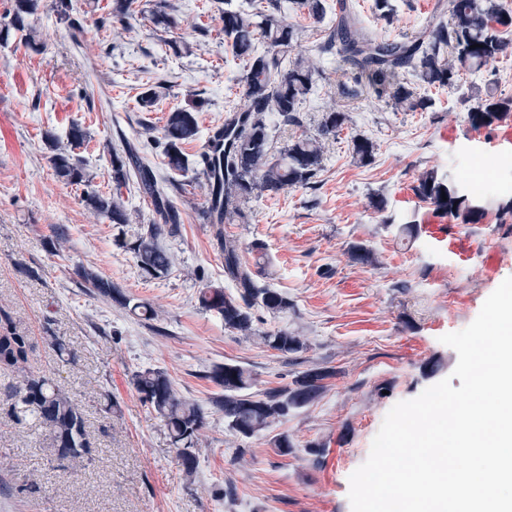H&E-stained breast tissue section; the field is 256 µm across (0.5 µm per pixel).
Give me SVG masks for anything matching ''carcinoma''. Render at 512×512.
<instances>
[{
    "mask_svg": "<svg viewBox=\"0 0 512 512\" xmlns=\"http://www.w3.org/2000/svg\"><path fill=\"white\" fill-rule=\"evenodd\" d=\"M297 12L320 21L325 15L322 0H292ZM69 18L66 0H14L15 27L47 8ZM438 16L426 27L402 41L379 38L360 25L348 0H339L336 25L327 40L316 47L318 54L337 51L367 80V87L388 103L406 111L425 109L429 101L417 96L413 84L434 87L453 85L464 72H477L505 53L512 43L504 32L512 29V14L499 0H441ZM295 30L265 9L224 10V42L244 63L243 103L230 106L224 124L216 128L195 162L189 160L183 145L199 133L193 108L168 113L162 128L164 156L168 169L184 174L201 167L207 186L206 218L211 224H230L243 216L242 205L262 192L278 193L293 186H306L321 168L320 139L334 137L348 121L339 110L323 113L320 138L302 137L291 141L275 155L270 151L267 117L276 115L283 125L300 124L303 101L313 91L316 68L299 58L283 66L292 48ZM415 79H399L400 73ZM512 111V103L487 94L468 112L475 128L489 127ZM50 143V163L57 178L69 183L86 181V174L72 152ZM354 157L365 164L371 161L373 145L366 139L352 141ZM135 177L141 192L149 197L160 223L150 224L144 233L126 244L136 266L145 278H156L169 271L172 257L159 244L166 227L177 223V211L170 197L159 187L154 171L144 165L138 151L126 145L123 153H112V182L116 188ZM416 194L431 201L440 213L453 220H467L477 206L471 196L458 189L450 179L435 170L424 173L415 187ZM86 204L114 224L129 222L119 198L93 192ZM224 255V277L236 294L221 287L208 288L199 296L200 305L214 310L224 319V327L246 336L252 334V309L260 307L273 314L288 312L292 303L284 294L259 281L243 260L237 241L217 235ZM82 276L100 294L113 298L121 295L112 282L93 276L81 268ZM266 346L288 356L303 349L301 337L286 328L262 336ZM29 343L9 318L0 321V367L23 372L19 401L23 411L36 414L49 432L60 462L89 459L91 445L85 418L71 398L44 375L25 372ZM333 376L327 368L303 372L291 387L273 388L261 394L250 392L251 371L243 365L226 362L214 367L210 378L224 389L215 400L224 413V422L233 433L251 438L276 422L288 419L298 409L312 403L324 388L323 381ZM133 385L142 400L163 419L182 462L186 475L193 474L196 451L201 447L205 415L202 408L175 389L167 375L156 369L134 374Z\"/></svg>",
    "mask_w": 512,
    "mask_h": 512,
    "instance_id": "cac0c4a2",
    "label": "carcinoma"
}]
</instances>
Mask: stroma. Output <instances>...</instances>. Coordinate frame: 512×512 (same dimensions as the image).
I'll return each instance as SVG.
<instances>
[{
    "label": "stroma",
    "instance_id": "obj_1",
    "mask_svg": "<svg viewBox=\"0 0 512 512\" xmlns=\"http://www.w3.org/2000/svg\"><path fill=\"white\" fill-rule=\"evenodd\" d=\"M167 2L173 26L155 24ZM275 14L296 31L291 58L314 60L315 88L302 122L274 131L272 152L315 137L323 112L338 108L348 122L323 142L311 185L252 197L244 215L225 225L244 261L288 296V314L253 311V335L225 328L203 309L200 292L224 286V260L208 224L202 174L170 172L154 142L169 112L198 107L199 137L185 153L199 155L229 104L240 100L242 63L224 43L225 6L251 0H135L128 19L112 17V0H68L69 19L53 10L11 26L14 0H0V313L28 336L29 371L54 380L86 419L93 462L59 467L48 431L18 412L21 379L0 369V512H351L349 477L368 457L386 413L452 372L454 349L441 336L462 330L487 297L512 276V113L472 128L468 111L494 94L512 99V50L452 87L420 86L429 108L394 109L363 93L346 99L339 83L357 72L315 46L331 18L314 21L290 0H273ZM438 0H391L380 16L373 0H357L365 26L403 40L429 21ZM158 99L143 111L139 95ZM88 134L77 150L88 177L71 185L49 162L46 135L68 147L71 125ZM374 144L371 164H359L351 142ZM134 144L179 212L178 231L160 242L173 257L167 274L141 276L127 245L155 223L136 180L112 182V153ZM430 170L449 174L481 208L467 223L450 222L419 198L415 187ZM120 192L129 221L111 223L84 195ZM384 200V209L374 206ZM416 233L403 232V224ZM452 224L445 240L433 226ZM360 244L373 260L352 259ZM85 267L118 285L125 302L98 294L75 273ZM145 302L147 321L130 312ZM301 336L302 351L282 356L261 336L281 328ZM59 339L68 350L51 346ZM238 362L252 372L253 393L283 386L322 366L333 375L320 396L257 436L230 432L212 400L221 389L213 366ZM163 371L179 392L205 411L193 475H185L162 419L141 400L133 374ZM288 434L295 451L273 445ZM324 448L322 457L310 447Z\"/></svg>",
    "mask_w": 512,
    "mask_h": 512
}]
</instances>
